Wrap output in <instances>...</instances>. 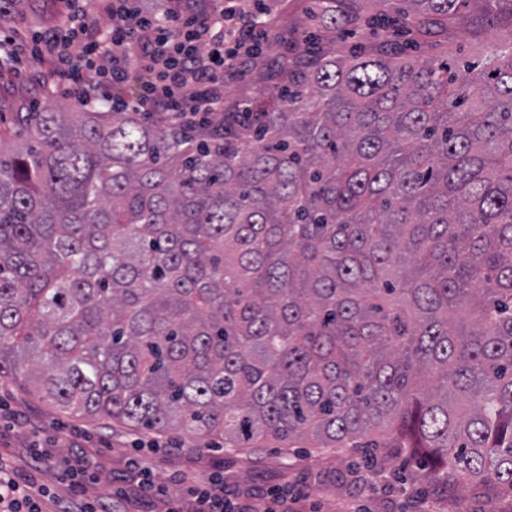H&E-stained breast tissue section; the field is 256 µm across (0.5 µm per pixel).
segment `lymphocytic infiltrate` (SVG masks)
I'll return each mask as SVG.
<instances>
[{
	"mask_svg": "<svg viewBox=\"0 0 512 512\" xmlns=\"http://www.w3.org/2000/svg\"><path fill=\"white\" fill-rule=\"evenodd\" d=\"M106 32L64 48L56 33L34 41L49 48L52 75L83 104L142 112L162 123L194 125L224 116V83L245 58L269 45L266 0H212L203 14L181 0H158L145 13L110 0ZM40 492L0 463V512H43Z\"/></svg>",
	"mask_w": 512,
	"mask_h": 512,
	"instance_id": "lymphocytic-infiltrate-1",
	"label": "lymphocytic infiltrate"
}]
</instances>
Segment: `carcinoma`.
<instances>
[{
    "instance_id": "obj_1",
    "label": "carcinoma",
    "mask_w": 512,
    "mask_h": 512,
    "mask_svg": "<svg viewBox=\"0 0 512 512\" xmlns=\"http://www.w3.org/2000/svg\"><path fill=\"white\" fill-rule=\"evenodd\" d=\"M423 37L465 0H404ZM250 128L0 130V378L131 429L415 448L512 494V43L299 48Z\"/></svg>"
}]
</instances>
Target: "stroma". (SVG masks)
<instances>
[{"mask_svg": "<svg viewBox=\"0 0 512 512\" xmlns=\"http://www.w3.org/2000/svg\"><path fill=\"white\" fill-rule=\"evenodd\" d=\"M313 5V0H272L271 48L242 77L225 84V111L253 104L263 89L280 86V59L293 56L306 36H318L339 50L374 41L363 25L344 39L339 30L310 21ZM507 9L503 0H467L450 30L431 37L421 54L436 56L442 44L465 54L480 43L511 41ZM78 10L94 18L96 30L111 25L93 0H21L11 26L27 38L37 31L62 29L67 14ZM47 69V62L31 61L0 72V126L13 127L15 114L34 94L35 75ZM0 460L43 490L44 512H54L58 501L69 499L60 468L80 461L88 462L98 476L86 485V495L104 498L112 485H121L126 512L190 507L197 482L208 477L222 479L225 489L245 502L257 494L279 492L287 497L290 512H418L424 499L433 502L436 512H512V499L491 488L448 482L441 468L412 448H381L369 455L360 448L339 451L300 444L288 449L270 443L254 452H235L218 442L203 445L200 438L183 433L132 431L64 416L7 379L0 381ZM138 461L150 467L163 495L141 497L134 468Z\"/></svg>", "mask_w": 512, "mask_h": 512, "instance_id": "stroma-1", "label": "stroma"}]
</instances>
